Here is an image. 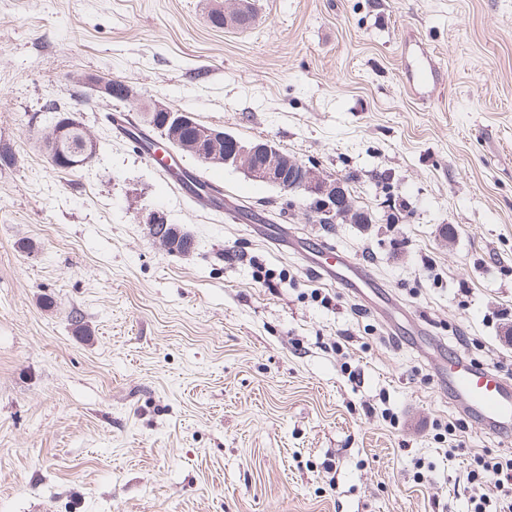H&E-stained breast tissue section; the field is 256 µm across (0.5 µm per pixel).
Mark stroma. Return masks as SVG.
<instances>
[{
  "label": "stroma",
  "mask_w": 512,
  "mask_h": 512,
  "mask_svg": "<svg viewBox=\"0 0 512 512\" xmlns=\"http://www.w3.org/2000/svg\"><path fill=\"white\" fill-rule=\"evenodd\" d=\"M252 2L216 28L209 0H0V512H468L503 448L437 369L444 344L512 380V0ZM155 100L346 180L373 223L180 154L244 212L202 209L109 121ZM58 108L83 168L43 148ZM319 242L374 293L316 276ZM435 67L424 50L417 53L410 64L409 84L412 93L419 98L427 95L428 89L436 85ZM62 124L66 130L60 137V152L57 155V161H52L51 164L55 167L53 164L55 163L58 166L56 167L57 169L73 170L75 168L70 165V161L73 159L72 149H76L79 146V143L82 142V139L86 134L83 127L81 128L75 120L65 113H63V115L59 114V117H57L54 130Z\"/></svg>",
  "instance_id": "obj_1"
}]
</instances>
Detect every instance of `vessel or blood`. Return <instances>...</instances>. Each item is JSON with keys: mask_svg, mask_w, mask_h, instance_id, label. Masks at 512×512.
Wrapping results in <instances>:
<instances>
[{"mask_svg": "<svg viewBox=\"0 0 512 512\" xmlns=\"http://www.w3.org/2000/svg\"><path fill=\"white\" fill-rule=\"evenodd\" d=\"M409 84L412 93L419 97L427 95L429 88L434 86L435 68L427 52L422 51L414 56ZM318 252L322 257L317 264L318 269L338 284L349 283L354 276L362 282H370L369 272L363 271L349 255L326 243L319 246ZM445 381L449 398L479 429L512 439L511 381L475 365L453 350L448 353Z\"/></svg>", "mask_w": 512, "mask_h": 512, "instance_id": "1", "label": "vessel or blood"}]
</instances>
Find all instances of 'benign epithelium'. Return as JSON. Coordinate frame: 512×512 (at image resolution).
<instances>
[{
  "label": "benign epithelium",
  "mask_w": 512,
  "mask_h": 512,
  "mask_svg": "<svg viewBox=\"0 0 512 512\" xmlns=\"http://www.w3.org/2000/svg\"><path fill=\"white\" fill-rule=\"evenodd\" d=\"M245 0H224V26L238 24L239 16L245 11ZM167 113V121L160 128L164 148L172 152L176 148L195 155L205 164L231 166L245 172L249 178L261 181L294 194H316L320 200L318 216L331 221L343 215L348 203L349 192L341 179H327L314 168L284 155L271 142L258 140L239 142L232 154L219 150L229 134L213 127L200 129L198 137L188 141L182 135L184 128L196 125L191 114L173 110L156 101L153 107L143 113V121L153 124L152 113Z\"/></svg>",
  "instance_id": "7a95c632"
}]
</instances>
